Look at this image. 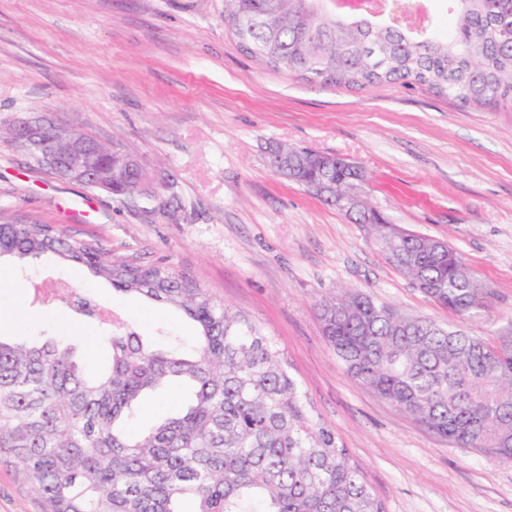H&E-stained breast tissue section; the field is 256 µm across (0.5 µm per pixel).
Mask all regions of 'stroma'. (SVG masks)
Segmentation results:
<instances>
[{"label": "stroma", "mask_w": 512, "mask_h": 512, "mask_svg": "<svg viewBox=\"0 0 512 512\" xmlns=\"http://www.w3.org/2000/svg\"><path fill=\"white\" fill-rule=\"evenodd\" d=\"M45 114L88 131L169 183L177 220L65 181L0 144V214L38 219L112 255L163 263L246 313L285 353L321 422L387 512H512V463L449 447L349 376L316 301L353 288L405 314L454 323L386 259L366 227L275 174L269 147L349 158L384 222L447 241L493 293L469 328L512 336V104L473 108L421 85L363 89L260 65L224 28V0H0V128ZM94 298L78 316L56 284ZM6 334L80 345L98 371L115 324L187 338L180 313L125 296L53 257L0 266ZM0 461V512H42Z\"/></svg>", "instance_id": "stroma-1"}]
</instances>
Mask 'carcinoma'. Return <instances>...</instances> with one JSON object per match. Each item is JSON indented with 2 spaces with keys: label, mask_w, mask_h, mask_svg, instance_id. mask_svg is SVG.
Returning a JSON list of instances; mask_svg holds the SVG:
<instances>
[{
  "label": "carcinoma",
  "mask_w": 512,
  "mask_h": 512,
  "mask_svg": "<svg viewBox=\"0 0 512 512\" xmlns=\"http://www.w3.org/2000/svg\"><path fill=\"white\" fill-rule=\"evenodd\" d=\"M224 27L270 69L336 87L424 85L464 105L512 102V0H442L448 29L413 31L390 15L344 13L326 0H232ZM273 169L332 204L358 176L336 155L270 150ZM124 168L112 195L131 199L144 176ZM388 261L457 326L408 316L356 290L317 302L325 337L346 372L448 444L512 462V350L462 324L491 308V291L452 248L393 237L364 208ZM52 254L112 289L183 313L196 340L159 348L128 324L100 336L109 361L88 373L76 345L0 335V456L44 512H386L333 429L322 424L274 337L164 264L111 258L97 242L53 226L0 222V260ZM177 384L185 406L132 434L144 395Z\"/></svg>",
  "instance_id": "obj_1"
}]
</instances>
